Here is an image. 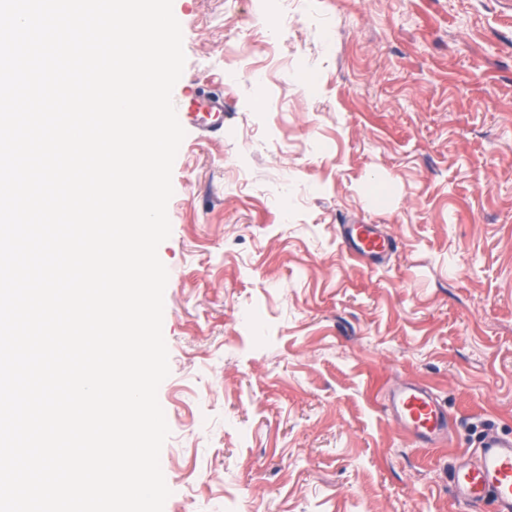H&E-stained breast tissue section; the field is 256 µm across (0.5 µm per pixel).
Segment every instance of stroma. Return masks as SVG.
<instances>
[{"mask_svg":"<svg viewBox=\"0 0 512 512\" xmlns=\"http://www.w3.org/2000/svg\"><path fill=\"white\" fill-rule=\"evenodd\" d=\"M224 96L172 171L164 512H470L512 434V0H173ZM344 224L395 241L372 268ZM429 386L443 443L382 391ZM477 448L452 471L455 500L477 511L491 499L496 512H512V438L489 430Z\"/></svg>","mask_w":512,"mask_h":512,"instance_id":"obj_1","label":"stroma"}]
</instances>
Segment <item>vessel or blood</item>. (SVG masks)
I'll use <instances>...</instances> for the list:
<instances>
[{"instance_id":"1","label":"vessel or blood","mask_w":512,"mask_h":512,"mask_svg":"<svg viewBox=\"0 0 512 512\" xmlns=\"http://www.w3.org/2000/svg\"><path fill=\"white\" fill-rule=\"evenodd\" d=\"M340 235L347 253L373 267L384 264L392 251L391 237L373 224H345ZM387 409L407 436L424 445L436 444L448 426L435 394L425 386H397ZM451 478L455 500L472 512L488 499L496 512H512V438L487 432L474 457L456 466Z\"/></svg>"}]
</instances>
